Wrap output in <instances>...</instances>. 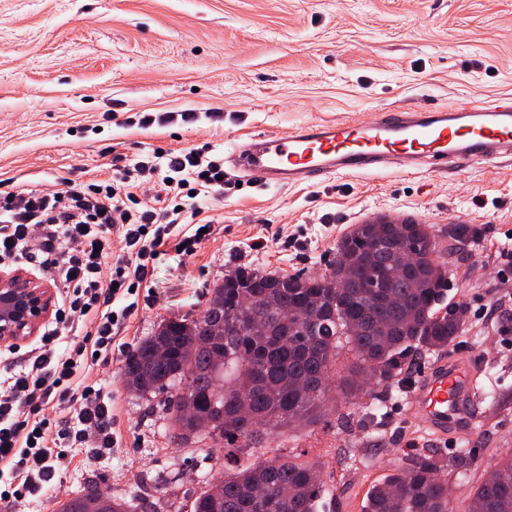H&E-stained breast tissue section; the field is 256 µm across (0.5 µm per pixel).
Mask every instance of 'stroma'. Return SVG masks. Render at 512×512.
<instances>
[{
    "label": "stroma",
    "instance_id": "stroma-1",
    "mask_svg": "<svg viewBox=\"0 0 512 512\" xmlns=\"http://www.w3.org/2000/svg\"><path fill=\"white\" fill-rule=\"evenodd\" d=\"M512 95V0H0V191L109 183L148 154L203 151L225 159L250 134L277 138L318 121L370 119ZM194 113L193 122L181 120ZM206 235L193 254L176 241L196 227L181 216L173 245L114 311L108 361L79 375L112 400V444L66 437L51 461L52 494L14 498L20 483L0 464V512H56L90 486L144 498L148 512H191L223 475L253 463L251 450L205 452L175 437L159 398L127 388L128 352L157 327L200 316L216 282L240 267L328 272L351 225L384 216L422 224H477L484 232L448 267L447 300L465 304L460 344L482 384L512 394V162L426 172L406 160L364 175L296 187H260L228 173L223 193L194 200ZM407 387L376 410L279 429L268 453H304L327 493L319 512H360L368 483L435 451L407 413ZM475 461L449 477L464 508L486 463L512 448V405L478 403Z\"/></svg>",
    "mask_w": 512,
    "mask_h": 512
}]
</instances>
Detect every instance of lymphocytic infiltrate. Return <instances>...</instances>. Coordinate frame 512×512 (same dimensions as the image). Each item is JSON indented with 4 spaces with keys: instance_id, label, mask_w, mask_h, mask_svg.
<instances>
[{
    "instance_id": "obj_1",
    "label": "lymphocytic infiltrate",
    "mask_w": 512,
    "mask_h": 512,
    "mask_svg": "<svg viewBox=\"0 0 512 512\" xmlns=\"http://www.w3.org/2000/svg\"><path fill=\"white\" fill-rule=\"evenodd\" d=\"M170 184L166 206L139 209L129 174L119 183H88L57 190L16 189L0 194V261L19 263L35 253L53 258L54 270L68 294L54 314V324L40 338L43 352L31 369L13 374L10 394L0 398V462L37 472L50 482L51 469L44 421H29L21 408L38 411L50 396L78 404L87 429L106 434L112 406L92 387L75 390L77 361L84 354L107 356L118 315L103 303L124 297L143 282L149 260L166 246L174 222L172 207L199 187H215L224 170L204 161L200 152L168 156ZM43 224L57 225L54 236L37 235ZM123 234L120 251L112 249L114 231ZM85 323L83 340L68 354L55 346L59 328Z\"/></svg>"
}]
</instances>
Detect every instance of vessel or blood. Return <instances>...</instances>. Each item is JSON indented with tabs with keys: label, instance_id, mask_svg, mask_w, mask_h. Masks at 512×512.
<instances>
[{
	"label": "vessel or blood",
	"instance_id": "vessel-or-blood-1",
	"mask_svg": "<svg viewBox=\"0 0 512 512\" xmlns=\"http://www.w3.org/2000/svg\"><path fill=\"white\" fill-rule=\"evenodd\" d=\"M406 157L439 170L512 160V96L425 111L381 114L367 122L336 120L296 127L280 138L249 135L231 165L255 180L298 185L329 175H360ZM479 368L467 353L423 366L407 412L446 443L470 432Z\"/></svg>",
	"mask_w": 512,
	"mask_h": 512
}]
</instances>
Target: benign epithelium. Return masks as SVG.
Listing matches in <instances>:
<instances>
[{
  "label": "benign epithelium",
  "mask_w": 512,
  "mask_h": 512,
  "mask_svg": "<svg viewBox=\"0 0 512 512\" xmlns=\"http://www.w3.org/2000/svg\"><path fill=\"white\" fill-rule=\"evenodd\" d=\"M53 301V289L27 272L0 271V344L36 335L48 320Z\"/></svg>",
  "instance_id": "obj_1"
}]
</instances>
